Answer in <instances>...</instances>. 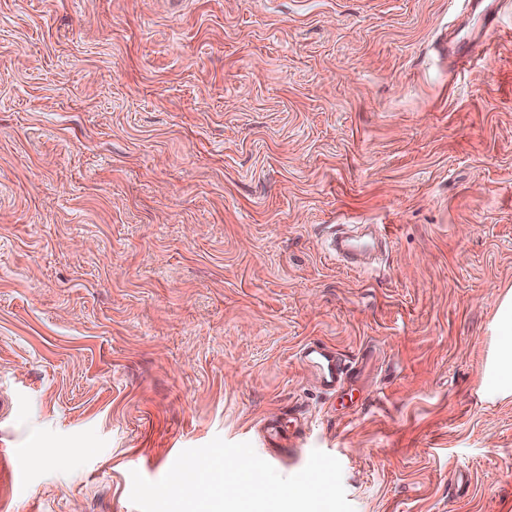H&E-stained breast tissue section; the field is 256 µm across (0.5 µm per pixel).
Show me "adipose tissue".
Masks as SVG:
<instances>
[{
	"label": "adipose tissue",
	"instance_id": "obj_1",
	"mask_svg": "<svg viewBox=\"0 0 512 512\" xmlns=\"http://www.w3.org/2000/svg\"><path fill=\"white\" fill-rule=\"evenodd\" d=\"M489 334L492 341L486 360L483 395L495 402L512 397V291L497 300Z\"/></svg>",
	"mask_w": 512,
	"mask_h": 512
}]
</instances>
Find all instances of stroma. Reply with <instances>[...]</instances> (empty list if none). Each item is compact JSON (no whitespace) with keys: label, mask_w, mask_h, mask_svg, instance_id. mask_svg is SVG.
I'll list each match as a JSON object with an SVG mask.
<instances>
[{"label":"stroma","mask_w":512,"mask_h":512,"mask_svg":"<svg viewBox=\"0 0 512 512\" xmlns=\"http://www.w3.org/2000/svg\"><path fill=\"white\" fill-rule=\"evenodd\" d=\"M0 0V512H137L214 437L355 512H512V0ZM383 227L354 269L334 227ZM355 371L322 391L298 358ZM472 10L479 12L483 20L482 28L477 36H469L466 40H457L448 36V57L457 64L468 63L479 48H485L493 39L496 32L495 20L499 12L500 0H467ZM489 347L483 396L490 402L512 397V291L496 302V313L489 328ZM300 359L308 367H314V363L322 365L318 384L324 391L336 392L344 388L347 367L336 350L321 342H311L301 349Z\"/></svg>","instance_id":"obj_1"}]
</instances>
